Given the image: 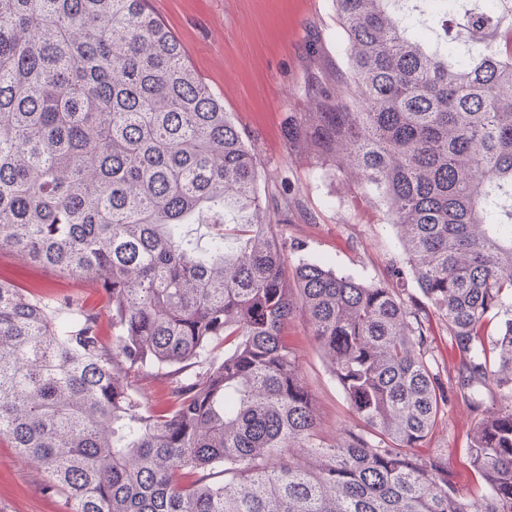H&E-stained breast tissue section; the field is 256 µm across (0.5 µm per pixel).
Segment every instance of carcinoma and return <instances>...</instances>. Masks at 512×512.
<instances>
[{
    "mask_svg": "<svg viewBox=\"0 0 512 512\" xmlns=\"http://www.w3.org/2000/svg\"><path fill=\"white\" fill-rule=\"evenodd\" d=\"M333 5L345 62L307 79L318 111L288 142L359 175L417 295L287 268L296 202L149 0H0V252L95 282L117 329L106 344L92 310L0 281V437L65 512H512V0ZM298 314L363 423L333 443L288 344ZM459 400L480 415L471 500L416 452ZM433 346L443 372L452 373L456 362V355L454 350L451 348L450 338L444 328H440L439 330L436 329Z\"/></svg>",
    "mask_w": 512,
    "mask_h": 512,
    "instance_id": "1",
    "label": "carcinoma"
}]
</instances>
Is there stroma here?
<instances>
[{
    "label": "stroma",
    "instance_id": "stroma-1",
    "mask_svg": "<svg viewBox=\"0 0 512 512\" xmlns=\"http://www.w3.org/2000/svg\"><path fill=\"white\" fill-rule=\"evenodd\" d=\"M164 24L183 45L188 61L224 102L239 128L248 133L266 173L283 196L297 198L310 220L294 219L283 229L286 242H303L298 260L324 263L363 283L390 282V266L401 257L395 227L381 206L353 176L338 172L312 150L289 148L290 116L312 112L316 103L304 92L308 74L332 79L341 30L332 0H151ZM319 38L322 50L307 46ZM0 280L48 301L72 299L94 308L105 340H112V307L92 282L31 263L22 254L0 252ZM296 356L317 408L326 439L355 429L359 419L317 349L304 317L288 327ZM475 419L464 402L441 414L425 453L448 459L458 494L478 497L467 445ZM0 512H64L62 498L48 490L40 466L0 440Z\"/></svg>",
    "mask_w": 512,
    "mask_h": 512
}]
</instances>
